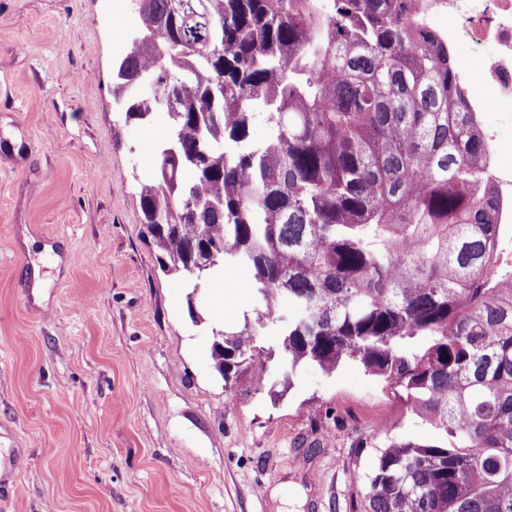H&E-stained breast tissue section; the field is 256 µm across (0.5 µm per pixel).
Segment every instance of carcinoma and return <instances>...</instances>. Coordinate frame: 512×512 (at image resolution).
<instances>
[{"instance_id": "cac0c4a2", "label": "carcinoma", "mask_w": 512, "mask_h": 512, "mask_svg": "<svg viewBox=\"0 0 512 512\" xmlns=\"http://www.w3.org/2000/svg\"><path fill=\"white\" fill-rule=\"evenodd\" d=\"M136 7L112 97L163 124L147 232L168 268L240 264L255 290L253 321L214 342L224 383L269 328L287 380L356 361L434 436L388 440L354 512H512V271L491 273L489 145L425 0Z\"/></svg>"}]
</instances>
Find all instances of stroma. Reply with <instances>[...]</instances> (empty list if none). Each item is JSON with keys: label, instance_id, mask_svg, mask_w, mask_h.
I'll return each instance as SVG.
<instances>
[{"label": "stroma", "instance_id": "35a3bbf8", "mask_svg": "<svg viewBox=\"0 0 512 512\" xmlns=\"http://www.w3.org/2000/svg\"><path fill=\"white\" fill-rule=\"evenodd\" d=\"M129 0H0V512H351L387 437L428 424L354 361L215 368L237 331L225 264L189 292L137 204L157 132L126 122L112 66ZM42 287H35V279Z\"/></svg>", "mask_w": 512, "mask_h": 512}]
</instances>
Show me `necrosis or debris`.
<instances>
[{
	"label": "necrosis or debris",
	"mask_w": 512,
	"mask_h": 512,
	"mask_svg": "<svg viewBox=\"0 0 512 512\" xmlns=\"http://www.w3.org/2000/svg\"><path fill=\"white\" fill-rule=\"evenodd\" d=\"M428 27L446 39L463 79L478 77L501 105V126L483 127L490 145L485 177L499 200V221L512 223V163H503L504 128L512 127V0H427ZM447 17L437 27L438 17Z\"/></svg>",
	"instance_id": "1"
}]
</instances>
